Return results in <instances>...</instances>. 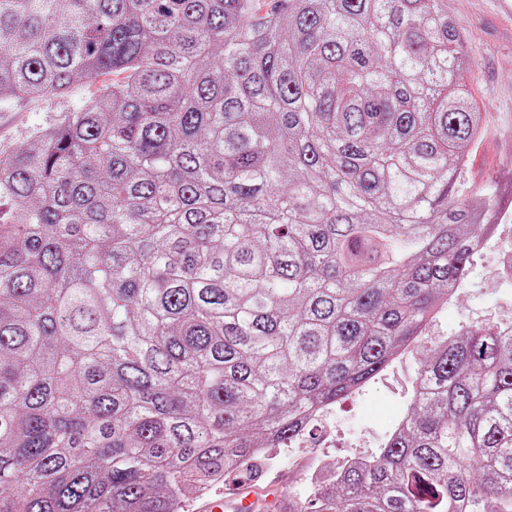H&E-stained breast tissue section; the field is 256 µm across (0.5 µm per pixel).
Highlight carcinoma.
Segmentation results:
<instances>
[{"mask_svg": "<svg viewBox=\"0 0 512 512\" xmlns=\"http://www.w3.org/2000/svg\"><path fill=\"white\" fill-rule=\"evenodd\" d=\"M0 512H180L370 381L488 225L446 0H0ZM288 512H512V327L424 356L404 428ZM94 89L95 85L83 83L65 98L23 100L14 106L0 107V152L9 151L25 141L34 129L52 124L65 112L81 109Z\"/></svg>", "mask_w": 512, "mask_h": 512, "instance_id": "1", "label": "carcinoma"}]
</instances>
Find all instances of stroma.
I'll use <instances>...</instances> for the list:
<instances>
[{
	"label": "stroma",
	"mask_w": 512,
	"mask_h": 512,
	"mask_svg": "<svg viewBox=\"0 0 512 512\" xmlns=\"http://www.w3.org/2000/svg\"><path fill=\"white\" fill-rule=\"evenodd\" d=\"M471 62L468 90L482 116V134L469 153L465 181L474 190L491 188L500 198L512 196V14L498 0H447ZM93 84L75 86L61 99L24 100L0 107V152L25 141L30 132L52 124L61 115L81 109ZM512 252V206L499 225L493 246L473 257L455 302L441 315L431 333L456 336L488 321L512 323V288L500 284V259ZM423 360L415 348L389 366L360 392L339 400L331 413L308 426L307 452L337 463L349 456H369L382 443V426L397 403H409ZM288 446L262 455L263 484L286 483L303 499H312L313 485L288 467Z\"/></svg>",
	"instance_id": "obj_1"
}]
</instances>
